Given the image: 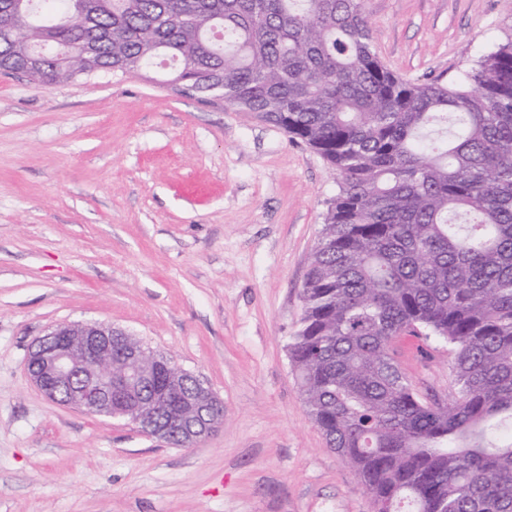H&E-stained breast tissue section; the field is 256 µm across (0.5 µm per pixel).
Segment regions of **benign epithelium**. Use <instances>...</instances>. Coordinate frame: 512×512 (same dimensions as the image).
I'll use <instances>...</instances> for the list:
<instances>
[{
  "label": "benign epithelium",
  "instance_id": "7a95c632",
  "mask_svg": "<svg viewBox=\"0 0 512 512\" xmlns=\"http://www.w3.org/2000/svg\"><path fill=\"white\" fill-rule=\"evenodd\" d=\"M114 344L129 360L143 352L130 333L108 323L55 324L32 343L26 370L50 401L105 419H128L167 444L190 447L222 426L224 402L203 385L188 386L190 372L157 354L148 370L127 366L114 373ZM162 413L168 416L164 424Z\"/></svg>",
  "mask_w": 512,
  "mask_h": 512
}]
</instances>
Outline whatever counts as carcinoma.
I'll return each mask as SVG.
<instances>
[{"label":"carcinoma","mask_w":512,"mask_h":512,"mask_svg":"<svg viewBox=\"0 0 512 512\" xmlns=\"http://www.w3.org/2000/svg\"><path fill=\"white\" fill-rule=\"evenodd\" d=\"M374 42L364 0H0L1 71L168 60L319 154L338 191L288 345L308 414L377 512H512V40L448 85ZM401 336L448 343V400L415 392Z\"/></svg>","instance_id":"1"}]
</instances>
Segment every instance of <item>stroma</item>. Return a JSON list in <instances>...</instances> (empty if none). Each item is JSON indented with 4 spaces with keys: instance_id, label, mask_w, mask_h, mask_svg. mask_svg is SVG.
<instances>
[{
    "instance_id": "1",
    "label": "stroma",
    "mask_w": 512,
    "mask_h": 512,
    "mask_svg": "<svg viewBox=\"0 0 512 512\" xmlns=\"http://www.w3.org/2000/svg\"><path fill=\"white\" fill-rule=\"evenodd\" d=\"M382 63L443 82L512 38V0H366ZM150 79L37 88L0 73V512H375L303 403L288 353L309 256L338 186L281 128ZM105 322L224 402L172 447L49 401L32 342ZM398 359L447 399L452 353Z\"/></svg>"
}]
</instances>
